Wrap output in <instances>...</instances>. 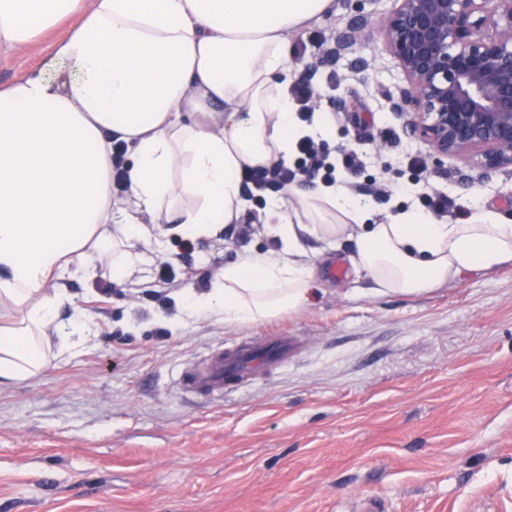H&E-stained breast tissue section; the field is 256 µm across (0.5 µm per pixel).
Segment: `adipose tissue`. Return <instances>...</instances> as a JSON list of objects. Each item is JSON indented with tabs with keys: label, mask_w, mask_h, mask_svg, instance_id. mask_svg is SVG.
I'll return each mask as SVG.
<instances>
[{
	"label": "adipose tissue",
	"mask_w": 512,
	"mask_h": 512,
	"mask_svg": "<svg viewBox=\"0 0 512 512\" xmlns=\"http://www.w3.org/2000/svg\"><path fill=\"white\" fill-rule=\"evenodd\" d=\"M333 0H0V54L54 35L43 66L0 84V386L42 372L52 345L87 339L63 325L50 280L74 264H110L116 279L145 261V223L183 238L238 223L241 171L288 157L305 135L329 138L323 116L301 124L288 92V36ZM191 121H184V114ZM126 145V189H112V143ZM369 207L322 187L297 208L267 209L277 259L224 268L200 296L225 321L256 323L305 307L311 270L304 237L359 226L350 261L368 292L418 295L468 272L512 261V221L478 210L454 223L419 211L368 223Z\"/></svg>",
	"instance_id": "adipose-tissue-1"
}]
</instances>
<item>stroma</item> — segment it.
Masks as SVG:
<instances>
[{"instance_id":"stroma-1","label":"stroma","mask_w":512,"mask_h":512,"mask_svg":"<svg viewBox=\"0 0 512 512\" xmlns=\"http://www.w3.org/2000/svg\"><path fill=\"white\" fill-rule=\"evenodd\" d=\"M395 6L364 0L358 12L334 0L289 37L290 80L318 68L310 107L331 129L328 152L365 153L357 173L337 169V184L367 200L375 223L428 212L408 191L419 179L454 200L449 221L480 208L512 218V178L459 180L453 158L410 166L427 148L388 109L403 75L378 27ZM360 14L368 69L318 66ZM336 99L345 111L330 108ZM384 184L398 193L377 195ZM266 207L249 200L247 239L218 224L187 255L168 236L129 279L99 263L58 281L68 297L60 321L88 317L92 332L52 352L41 373L0 387V512H360L369 502L379 512H512V262L421 295L373 296L349 262L353 240L308 238L304 309L239 324L187 308V295L208 292L242 254L280 251L260 218ZM335 265L342 275H331ZM269 329L298 342L287 366L220 400L182 392V368Z\"/></svg>"}]
</instances>
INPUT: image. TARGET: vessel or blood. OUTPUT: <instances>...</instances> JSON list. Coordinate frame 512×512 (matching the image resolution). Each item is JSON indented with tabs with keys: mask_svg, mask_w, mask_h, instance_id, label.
I'll return each mask as SVG.
<instances>
[{
	"mask_svg": "<svg viewBox=\"0 0 512 512\" xmlns=\"http://www.w3.org/2000/svg\"><path fill=\"white\" fill-rule=\"evenodd\" d=\"M296 350L284 332L251 336L229 348H217L194 368L186 370L185 390L198 396L222 395L226 386L246 382L288 361Z\"/></svg>",
	"mask_w": 512,
	"mask_h": 512,
	"instance_id": "vessel-or-blood-1",
	"label": "vessel or blood"
}]
</instances>
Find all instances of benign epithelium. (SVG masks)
Segmentation results:
<instances>
[{
    "label": "benign epithelium",
    "mask_w": 512,
    "mask_h": 512,
    "mask_svg": "<svg viewBox=\"0 0 512 512\" xmlns=\"http://www.w3.org/2000/svg\"><path fill=\"white\" fill-rule=\"evenodd\" d=\"M379 20L386 50L405 84L388 98L406 132L438 164L457 158L465 180L512 175V0H397ZM364 16L336 34L327 63L353 73Z\"/></svg>",
    "instance_id": "obj_1"
}]
</instances>
